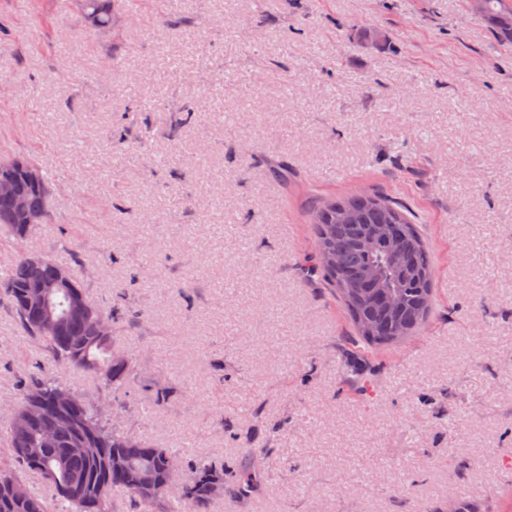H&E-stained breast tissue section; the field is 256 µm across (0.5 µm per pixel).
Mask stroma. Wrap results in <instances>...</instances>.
<instances>
[{"label":"stroma","instance_id":"obj_1","mask_svg":"<svg viewBox=\"0 0 512 512\" xmlns=\"http://www.w3.org/2000/svg\"><path fill=\"white\" fill-rule=\"evenodd\" d=\"M112 2L102 33L81 0H0V157L51 186L0 269L84 266L104 307L129 287L110 426L218 465L250 449L259 490L209 512H512V44L467 0ZM357 190L435 255L427 325L360 355L299 272L311 196ZM38 356L0 300V405Z\"/></svg>","mask_w":512,"mask_h":512}]
</instances>
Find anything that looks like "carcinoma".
<instances>
[{
	"mask_svg": "<svg viewBox=\"0 0 512 512\" xmlns=\"http://www.w3.org/2000/svg\"><path fill=\"white\" fill-rule=\"evenodd\" d=\"M481 16L504 39L512 42V5L508 0H483ZM88 19L112 26L114 17L104 0H82ZM49 187L26 189L28 215H19L10 200L0 197V228L17 241L30 233L27 223H41L49 207ZM314 234L325 253L311 255L304 271L336 288L366 346L385 347L416 333L427 320L433 303V254L405 207L368 192L360 196L314 201ZM63 266L57 262L33 265L21 254L3 277L4 297L21 329L34 337L48 354L49 366L21 391L18 408L38 402L55 410L53 441L45 442L44 424L35 416L24 425L8 421V448L16 462L49 484L59 500L74 512H111V495L126 493L136 512H206L213 486L226 495L245 499L262 483V473L248 463L218 468L204 460L187 461V479L180 488L152 494L132 488L126 470L132 467L162 478L175 452L104 425L98 406L72 394L77 407L60 410L57 397L70 392L61 378L64 369L93 371L112 393L114 402L125 396L132 358L116 350L112 337L99 335L98 322L117 324L124 318L118 296L107 310L94 305L84 285L55 288L48 293L52 310L65 312L59 331H43L42 311L29 303L31 293L53 279ZM0 512H55L36 495L16 471L0 468Z\"/></svg>",
	"mask_w": 512,
	"mask_h": 512,
	"instance_id": "cac0c4a2",
	"label": "carcinoma"
}]
</instances>
